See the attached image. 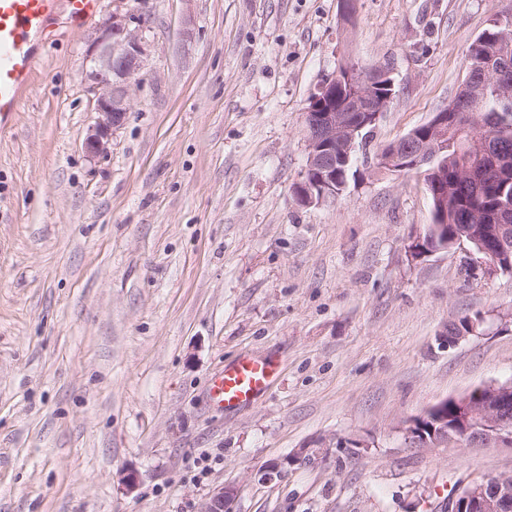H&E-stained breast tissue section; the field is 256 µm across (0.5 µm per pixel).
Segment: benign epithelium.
<instances>
[{
  "label": "benign epithelium",
  "instance_id": "1",
  "mask_svg": "<svg viewBox=\"0 0 512 512\" xmlns=\"http://www.w3.org/2000/svg\"><path fill=\"white\" fill-rule=\"evenodd\" d=\"M142 18L112 11L100 27V35L87 51L83 83L90 95L94 123L83 142L90 156L108 153L112 129L119 126L129 110L130 81L141 70L144 47ZM480 76L474 70L462 85V92L418 130L393 143L382 163L391 172H416L423 177L430 194L438 197L448 192L446 180L431 165L439 148L444 146L448 132L456 128L487 131L483 149L493 136L494 120L479 116L480 100L467 93V86ZM341 98H336V90ZM394 81L388 67L363 70L353 62L344 63L336 75L325 81L314 95L306 111L305 138L308 143V167L305 180L296 194L310 204L336 197V152L350 159L352 133L375 122L393 99ZM486 397L479 411H473L469 397L443 400L424 415L411 419L404 429L405 444L411 448H448L466 439L470 448L512 449V382L484 387ZM458 407L462 437L448 433H432L431 439H419L416 425L428 422L448 403ZM231 487L214 489L202 503L200 512H228L227 504L234 497ZM448 512H512V480L506 475L483 476L460 488L448 504Z\"/></svg>",
  "mask_w": 512,
  "mask_h": 512
}]
</instances>
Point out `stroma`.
<instances>
[{"mask_svg":"<svg viewBox=\"0 0 512 512\" xmlns=\"http://www.w3.org/2000/svg\"><path fill=\"white\" fill-rule=\"evenodd\" d=\"M507 6L104 0L148 21L100 157L83 70L101 20L61 24L0 129V512H199L222 486L233 512H445L456 482L512 474L508 448L404 443L438 402L512 381V275L465 243L412 257L423 178L375 167ZM348 61L388 65L396 94L344 191L304 204L306 109ZM245 354L277 378L216 406L211 376Z\"/></svg>","mask_w":512,"mask_h":512,"instance_id":"35a3bbf8","label":"stroma"}]
</instances>
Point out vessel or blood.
<instances>
[{"label":"vessel or blood","instance_id":"vessel-or-blood-1","mask_svg":"<svg viewBox=\"0 0 512 512\" xmlns=\"http://www.w3.org/2000/svg\"><path fill=\"white\" fill-rule=\"evenodd\" d=\"M99 8L100 0H0V127L19 110L40 52L49 41L52 21L63 16L77 25ZM276 374L274 361L241 356L212 377L210 398L227 409L250 403Z\"/></svg>","mask_w":512,"mask_h":512}]
</instances>
